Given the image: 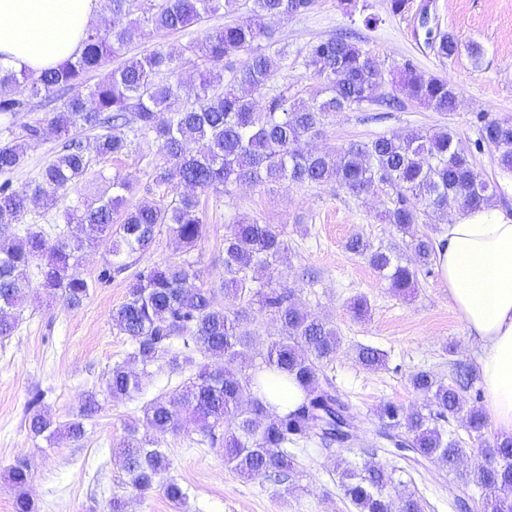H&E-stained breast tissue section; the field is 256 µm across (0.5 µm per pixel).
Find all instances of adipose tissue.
<instances>
[{
    "instance_id": "1",
    "label": "adipose tissue",
    "mask_w": 512,
    "mask_h": 512,
    "mask_svg": "<svg viewBox=\"0 0 512 512\" xmlns=\"http://www.w3.org/2000/svg\"><path fill=\"white\" fill-rule=\"evenodd\" d=\"M97 0H0V63L40 72L80 54ZM436 265L478 347L485 407L512 437V214L486 207L445 224Z\"/></svg>"
}]
</instances>
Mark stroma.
<instances>
[{"label":"stroma","mask_w":512,"mask_h":512,"mask_svg":"<svg viewBox=\"0 0 512 512\" xmlns=\"http://www.w3.org/2000/svg\"><path fill=\"white\" fill-rule=\"evenodd\" d=\"M271 27L288 49V66L271 84L276 91L304 98L316 94L319 85L304 65L306 50L311 42L342 30L357 33L387 77L408 62L425 75L449 79L455 87L458 106L452 112L408 101L399 109L373 102L333 113L313 147L335 152L349 142L383 134L448 129L473 146L476 169L497 183L494 207L512 211V174L498 168L492 148L474 147L479 116L512 120V0H412L411 9L402 15L392 14L387 0H358L350 14L338 0H317L310 12L274 20ZM431 31L455 34L462 44L459 54L439 57L427 40ZM470 43L480 46V61L468 53ZM60 148V140L49 134L30 142L24 164L11 176L14 187L36 180ZM162 162L152 136L135 138L126 155L92 160L86 183L61 196L54 208L32 207L26 221L38 228L61 223L65 210L102 195L107 177L115 173L134 184L130 205H168L176 191L156 187L151 179L153 168ZM200 200L207 228L190 253H182L162 228L151 250L128 258L127 269L106 281L100 273L109 255L100 249L84 253L77 271L92 287L80 308H69L39 288L31 292L14 335L0 341V512H13L18 491L5 470L19 458L29 465L27 491L37 512H108L115 496L125 499L126 512H352L338 483V465L343 460L367 462L366 451L372 447L377 461L395 466L398 479L417 492L424 512H457V499H479V489L463 485L455 474L431 464L414 465L380 446V405L391 401L409 410L425 404L409 383L411 374L424 369L447 382L454 362H476L469 331L438 270L419 271L417 288L403 296L363 257L346 250V241L359 234L414 262L409 237L380 219L384 193L356 197L333 182L279 181L234 184L203 194ZM243 217L283 231L288 249L276 264L277 283L292 289L303 309L336 327L341 346L323 373L350 404L356 439L345 448H311L300 455L303 476L298 488L288 491L267 478H246L228 468L223 449L198 447L195 433L167 436L163 448L171 462L169 475L188 493L176 505L161 492L143 495L127 485L113 450L128 426L141 424L145 404L172 392L184 376L154 365L139 395L109 397L103 381L131 350L126 336L112 325V311L125 301L135 274L182 258L198 270L199 285L213 289L216 303H223L224 232ZM357 297L368 301L366 318H354L351 312L350 302ZM360 345L384 351V366L363 367L355 356ZM36 394L59 422L71 419L88 398H95L100 408L87 420L82 440L60 439L51 445L33 438L24 425L28 402Z\"/></svg>","instance_id":"obj_1"}]
</instances>
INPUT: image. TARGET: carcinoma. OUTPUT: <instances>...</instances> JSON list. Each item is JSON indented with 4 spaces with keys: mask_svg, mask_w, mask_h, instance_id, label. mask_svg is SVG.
Wrapping results in <instances>:
<instances>
[{
    "mask_svg": "<svg viewBox=\"0 0 512 512\" xmlns=\"http://www.w3.org/2000/svg\"><path fill=\"white\" fill-rule=\"evenodd\" d=\"M103 2L104 14L88 28L78 57L37 74L0 66L1 115L14 118L34 98L81 88L49 113L45 125L26 124L18 136L9 125V137L0 141V175L6 176L0 183V340L16 331V311L35 279L68 307L83 304L90 284L76 267L88 248H103L113 258L100 274L103 279L125 269L124 257L146 251L161 226L183 251L193 250L206 231L198 191L283 180L334 182L354 196L378 188L387 196L382 220L411 238L424 268L432 265L435 241L417 227L445 220L450 197L459 200L464 212L489 206L496 196L495 185L475 169L470 147L448 130L351 142L337 154L310 147L329 115L395 100L383 92L386 77L375 57L347 34L309 44L304 64L320 84L315 96L290 97L286 90L263 94L288 62V51L278 46L267 20L305 14L316 0H252L244 17L239 16L240 0ZM219 13L229 22L207 29L202 38L179 49L156 48L126 57L128 47L147 29L186 32ZM435 49L440 57L453 58L460 42L444 33ZM241 53L247 58L224 81L219 66ZM187 55L209 62L191 85L171 80ZM113 61L118 65L108 81L85 85L89 72ZM393 84L411 101L436 112L456 108L450 81L427 76L409 63ZM20 93L27 97H18ZM79 129L98 131L92 150L100 159L128 153L134 136L153 135L165 159L154 168V184L194 192H181L166 206L142 203L129 208L132 183L116 173L110 195L65 212L64 223L76 225L74 234L63 229L53 241L32 226L7 231L23 223L31 204L50 208L85 181L91 157L74 137ZM46 132L62 141L61 150L37 180L13 187L8 175L24 162L27 140ZM483 143L497 152L500 170L512 173V122L484 119L475 146ZM287 248L283 232L273 224L242 218L229 225L224 233L222 307L214 303L211 290L195 284L198 272L185 260L158 263L129 282L127 299L113 311L112 323L130 340L131 358L141 364V371L124 362L113 365L106 391L114 398H133L142 390L148 367L160 361L173 372L190 371L170 395L144 406L142 428L147 435L139 436V428L130 426L115 449L134 490L146 494L158 489L174 503L186 498L185 489L167 476L170 461L162 448L166 435L181 431L198 434L199 444H221L225 465L240 475L272 476L288 487L302 476L295 449L345 446L353 415L332 384L321 380L340 340L327 320L296 305L290 289L273 286L275 264ZM346 249L366 257L399 294L406 296L418 285V269L402 264L391 249L375 248L359 235L347 241ZM254 305L280 327L258 352L253 350ZM356 357L374 370L385 364V355L370 346L359 347ZM211 358L224 364L212 365ZM273 380L299 387L301 397L294 408L279 412L267 402L266 389ZM410 385L428 405L409 413L393 402L381 405L380 438L412 453L416 463L446 469L463 484L480 489L486 512H512V438L478 449L474 465L461 471L458 464L467 449L441 425L463 411L462 392L473 385L469 366L458 364L453 384L420 370L411 375ZM91 413L92 407H85L76 418L58 424L36 396L28 404L25 422L35 438L50 443L62 434L78 441ZM466 425L480 435L487 417L473 407ZM7 476L21 489L15 512H35L24 492L30 480L27 462L15 461ZM338 479L354 512H423L420 498L396 479L395 468L383 463L345 461Z\"/></svg>",
    "mask_w": 512,
    "mask_h": 512,
    "instance_id": "cac0c4a2",
    "label": "carcinoma"
}]
</instances>
